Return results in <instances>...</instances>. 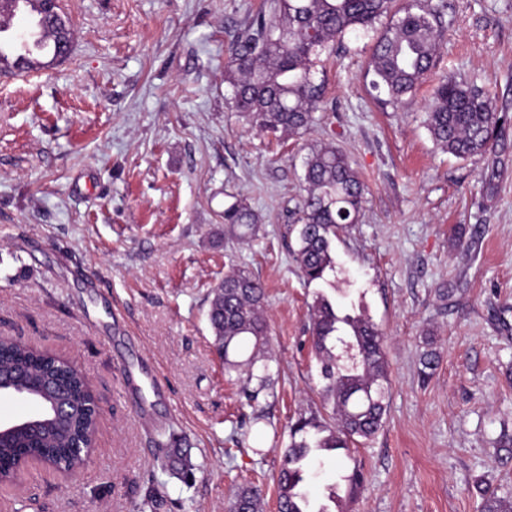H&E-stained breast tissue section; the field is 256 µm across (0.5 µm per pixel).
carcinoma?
Here are the masks:
<instances>
[{"instance_id":"carcinoma-1","label":"carcinoma","mask_w":512,"mask_h":512,"mask_svg":"<svg viewBox=\"0 0 512 512\" xmlns=\"http://www.w3.org/2000/svg\"><path fill=\"white\" fill-rule=\"evenodd\" d=\"M394 0H271L270 12L251 16L237 32L225 64L236 107L260 130L274 136L297 134L314 123L324 99V81L314 68L320 54L351 31L366 30L376 20L392 16L377 37L371 62V88L384 95L381 102L396 105L411 93L432 69L442 30L437 8L411 4L393 11ZM495 94L474 80L447 76L434 88V105L427 129L434 143L454 157L467 160L493 151L499 122ZM304 191L300 201L299 247L294 258L307 284L325 280L335 270L333 241L345 224L358 222L365 187L348 157L332 145L312 150L305 161ZM224 223L243 240L252 235L257 215L237 200L224 209ZM266 292L260 280L244 270H233L212 289L208 320L214 346L230 375L248 367L241 390L249 401L270 390L267 372L254 373L266 353L268 327L262 316ZM312 349L325 381L328 419L300 415L289 428V442L281 451L276 485L279 512H312L301 487L306 483L315 453L323 452L339 466L351 457L350 446L372 438L383 425L389 403V374L384 336L366 315L343 312L325 295L310 305ZM244 361L235 356L246 351ZM0 377L20 386L55 378L71 392L78 413L65 427L51 428L48 448H30L16 437L23 455L61 456L78 436L92 439L95 419L80 412L86 398L83 376L68 362L46 352L38 354L11 340L0 341ZM349 496L363 486L359 463L345 476ZM480 512H512V493L480 492ZM229 512H264L261 490L249 483L236 488Z\"/></svg>"}]
</instances>
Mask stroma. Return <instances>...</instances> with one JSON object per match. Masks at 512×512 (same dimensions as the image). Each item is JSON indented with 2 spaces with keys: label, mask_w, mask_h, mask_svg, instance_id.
Returning a JSON list of instances; mask_svg holds the SVG:
<instances>
[{
  "label": "stroma",
  "mask_w": 512,
  "mask_h": 512,
  "mask_svg": "<svg viewBox=\"0 0 512 512\" xmlns=\"http://www.w3.org/2000/svg\"><path fill=\"white\" fill-rule=\"evenodd\" d=\"M441 6L430 77L398 106L378 102L369 62L381 18L323 55L313 127L261 132L237 111L226 50L263 0H60L70 58L0 74V336L70 361L100 415L92 463L70 476L35 466L0 487V512H226L235 487L272 474L288 427L321 408L310 343L316 293L382 330L390 398L382 429L353 455L366 483L345 512H478L480 485L512 493V0H398ZM491 84L492 153L460 160L426 120L437 77ZM343 151L367 187L339 231L337 273L305 284L293 252L304 161ZM241 199L259 216L224 235ZM266 289L268 423L224 373L208 321L225 273ZM450 289L440 298V289ZM433 347L429 379L419 358ZM177 436L191 484L155 461ZM263 455H256V448ZM257 223V215L240 200L224 209V224H228L229 231L240 240L252 235Z\"/></svg>",
  "instance_id": "obj_1"
}]
</instances>
